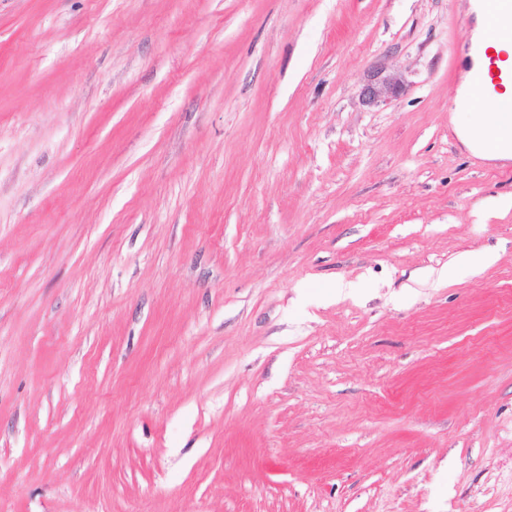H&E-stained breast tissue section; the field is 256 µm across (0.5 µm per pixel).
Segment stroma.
Listing matches in <instances>:
<instances>
[{
  "mask_svg": "<svg viewBox=\"0 0 512 512\" xmlns=\"http://www.w3.org/2000/svg\"><path fill=\"white\" fill-rule=\"evenodd\" d=\"M473 26L0 0V512H512V165L452 130ZM379 66L407 90L370 109Z\"/></svg>",
  "mask_w": 512,
  "mask_h": 512,
  "instance_id": "obj_1",
  "label": "stroma"
}]
</instances>
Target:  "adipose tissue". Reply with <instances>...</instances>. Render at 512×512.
Wrapping results in <instances>:
<instances>
[{
    "label": "adipose tissue",
    "instance_id": "1",
    "mask_svg": "<svg viewBox=\"0 0 512 512\" xmlns=\"http://www.w3.org/2000/svg\"><path fill=\"white\" fill-rule=\"evenodd\" d=\"M455 132L468 151L491 161H512V128L502 125L495 113H464Z\"/></svg>",
    "mask_w": 512,
    "mask_h": 512
}]
</instances>
